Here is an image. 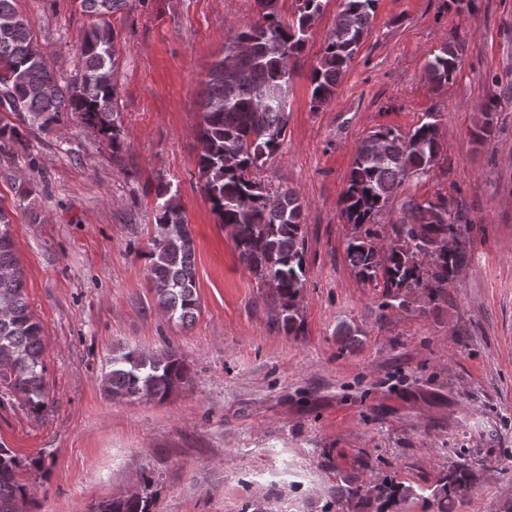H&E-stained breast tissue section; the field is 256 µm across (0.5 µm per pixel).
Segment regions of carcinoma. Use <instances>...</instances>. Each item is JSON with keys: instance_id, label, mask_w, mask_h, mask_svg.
Returning <instances> with one entry per match:
<instances>
[{"instance_id": "cac0c4a2", "label": "carcinoma", "mask_w": 512, "mask_h": 512, "mask_svg": "<svg viewBox=\"0 0 512 512\" xmlns=\"http://www.w3.org/2000/svg\"><path fill=\"white\" fill-rule=\"evenodd\" d=\"M378 0H344L336 24L313 70L311 104L320 108L336 96L337 87L356 56L374 19ZM256 16L240 27L230 42L250 43V50L232 67L213 64L200 104L202 121L196 157L198 179L218 222L230 229L241 261L272 289L280 303L277 322L296 330L297 302L305 286L304 203L291 190L272 192L253 176L278 151L288 126L287 105L260 102L263 91L291 88L286 61L303 53L309 29L324 10V0H297L289 19L280 0H255ZM127 0H81L94 22L83 32L78 51L80 82L61 83L35 49L25 17L15 0H0V106L19 114L22 126L0 125V141L20 142L23 130L47 129L69 114L106 135L112 152L123 146L119 113L114 110L116 86L101 80L112 74L114 34L109 17ZM458 44L445 41L429 52L427 81L435 89L448 86L459 67ZM475 136L486 139L493 127V106L481 111ZM443 144L437 119L425 115L417 127L402 134L382 128L364 137L355 153L341 214L354 228L375 224L405 180L426 175L437 163ZM155 224L150 238L149 272L156 306L188 326L196 320L200 299L196 286L195 243L190 224L168 184L154 190ZM459 232L456 219L443 203L425 201L408 206L407 220L398 225L396 240L379 253L373 232L353 237L347 259L356 275L382 288L383 306L407 304L418 289L431 299L448 288L463 253L448 246V235ZM42 327L29 309L23 275L15 252L12 221L0 209V385L20 395L28 411L40 415L49 404ZM190 373L172 347L149 352L125 348L112 356L104 390L113 399L163 400L188 382ZM20 461L0 445V512H19L29 498L19 479ZM467 490L465 468L456 467L432 491L441 512L448 496ZM398 494L393 484L373 487L350 483L340 496L389 502ZM149 494L107 500L96 512H152Z\"/></svg>"}]
</instances>
